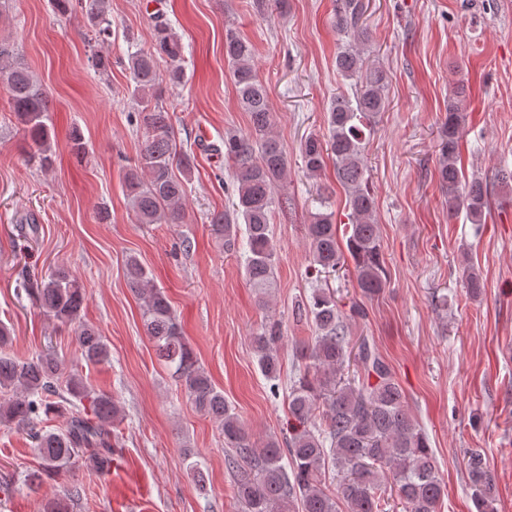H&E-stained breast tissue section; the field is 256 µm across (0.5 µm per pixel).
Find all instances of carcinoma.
I'll return each mask as SVG.
<instances>
[{"label":"carcinoma","mask_w":512,"mask_h":512,"mask_svg":"<svg viewBox=\"0 0 512 512\" xmlns=\"http://www.w3.org/2000/svg\"><path fill=\"white\" fill-rule=\"evenodd\" d=\"M108 3L79 0L95 38L102 42L111 34ZM363 13V0H336V30L350 39L336 56V68L344 78L356 81L358 88L352 96L336 95L327 109L328 134L306 137L300 152L304 172L314 181L321 178L327 160L335 161L336 180L350 210V223L345 227L347 251L358 288L371 298L386 287L387 270L375 199L366 186L363 128L386 110L387 74L365 66L369 35L362 26ZM152 20V50L129 57L143 145L125 175L126 198L139 224H182L191 156L186 150L177 152L160 85L165 80L172 86L183 81V45L163 12L153 14ZM224 56L233 69L239 104L249 113L251 130L246 134L228 131L222 143L210 145L211 151L234 163L235 196L231 209L211 215L210 226L225 248L241 245L246 277L262 296L274 280L273 187L286 175V151L271 132L268 91L255 71L253 44L229 30ZM0 78L7 86L13 112L32 141L30 160L40 170L49 171L54 163L49 95L8 39H0ZM464 93L461 82L448 97V112L440 127L437 176L448 198V211H463L471 223L482 224L489 210L490 184L480 178L465 180L459 166L466 121ZM176 168L181 175L175 174ZM318 203L320 211L312 214L307 233L310 268L320 276L341 267L343 252L331 194L320 193ZM126 279L142 303L146 332L159 356L175 367L196 408L219 423L225 444L234 449L227 464L236 473L237 498L245 512H295L298 508L301 512H338L340 501L346 512H386L392 497L403 512H438L443 485L429 439L409 413L405 392L375 345L367 337L351 343L334 291L315 288L303 305L315 336L296 346L303 371L288 394V413L293 419L288 447L270 440L258 448L224 401V393L198 364L165 292L135 257L127 259ZM462 279L469 297L478 298L484 288L478 270L472 265L463 267ZM22 294L43 315L74 329L87 362L110 361L108 341L83 320L87 294L67 267L56 266L40 276L26 273L17 288V295ZM281 335L280 324L272 321L252 336L259 368L271 382L269 391L274 396L280 388L277 348ZM51 412L64 419L57 431L43 426V416ZM117 414L111 395L95 391L80 376L66 371L55 353L27 361L0 354V426L26 431L41 458V473L29 481L30 488L44 476L58 475L80 457L96 470L111 469L112 420ZM463 461L476 512H494L495 482L483 454L471 449ZM328 464L339 477L334 493L322 480ZM81 495V488L72 487L42 503V512H71Z\"/></svg>","instance_id":"1"}]
</instances>
